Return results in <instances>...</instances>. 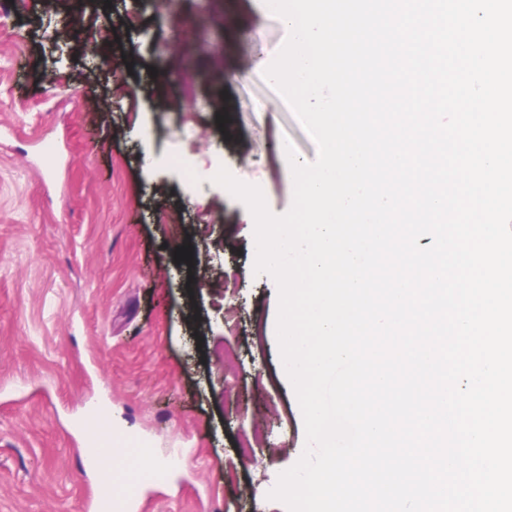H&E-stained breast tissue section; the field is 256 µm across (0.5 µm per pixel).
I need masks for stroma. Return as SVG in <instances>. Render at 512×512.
Returning a JSON list of instances; mask_svg holds the SVG:
<instances>
[{
  "label": "stroma",
  "mask_w": 512,
  "mask_h": 512,
  "mask_svg": "<svg viewBox=\"0 0 512 512\" xmlns=\"http://www.w3.org/2000/svg\"><path fill=\"white\" fill-rule=\"evenodd\" d=\"M0 15V512H84L88 433L156 467H113L144 512H287L268 499L306 444L281 363L274 279L245 207L169 157L226 167L272 213L318 148L258 62L287 33L255 0H50ZM209 22L185 28L182 18ZM112 30L121 61L80 48ZM167 71L158 92L147 80ZM191 263L175 262L177 247ZM261 431L249 461L240 440Z\"/></svg>",
  "instance_id": "35a3bbf8"
}]
</instances>
